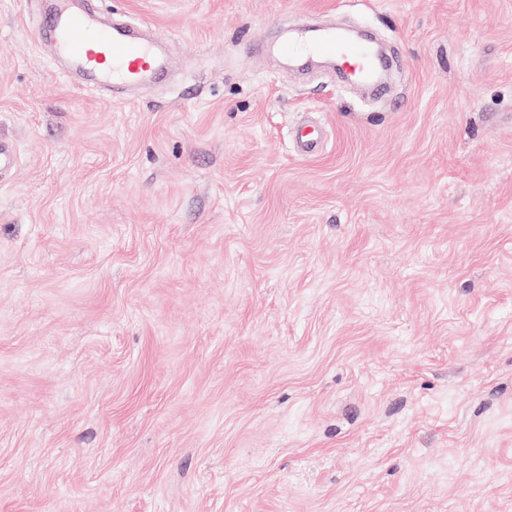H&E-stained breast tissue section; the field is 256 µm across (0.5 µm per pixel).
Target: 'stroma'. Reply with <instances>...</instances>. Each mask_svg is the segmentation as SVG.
Segmentation results:
<instances>
[{"mask_svg": "<svg viewBox=\"0 0 512 512\" xmlns=\"http://www.w3.org/2000/svg\"><path fill=\"white\" fill-rule=\"evenodd\" d=\"M102 5L166 81L0 0V512H512V0ZM311 17L391 92L261 50ZM45 12L56 54L70 60L85 78L84 87L102 88L113 98L158 80L169 70L162 44L135 32L128 17L106 22L87 0H51ZM324 133L321 127L316 125H302L295 133L296 151L302 155L316 152L323 141Z\"/></svg>", "mask_w": 512, "mask_h": 512, "instance_id": "obj_1", "label": "stroma"}]
</instances>
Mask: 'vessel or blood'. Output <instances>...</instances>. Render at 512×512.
Returning <instances> with one entry per match:
<instances>
[{
  "mask_svg": "<svg viewBox=\"0 0 512 512\" xmlns=\"http://www.w3.org/2000/svg\"><path fill=\"white\" fill-rule=\"evenodd\" d=\"M46 17V35L57 55L73 62L86 86L122 94L158 80L169 69L168 55L159 41L137 34L130 19L105 21L88 0H52ZM271 51L289 57H333L356 81L372 87L383 82L378 48L352 42L333 24L301 25L283 42L272 45ZM323 137L319 126H300L294 139L297 152H316Z\"/></svg>",
  "mask_w": 512,
  "mask_h": 512,
  "instance_id": "vessel-or-blood-1",
  "label": "vessel or blood"
}]
</instances>
